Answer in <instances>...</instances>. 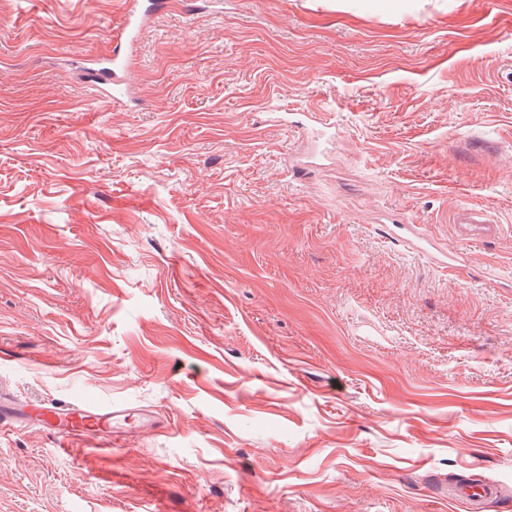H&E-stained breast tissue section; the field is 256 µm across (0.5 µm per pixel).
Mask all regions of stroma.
I'll return each instance as SVG.
<instances>
[{
	"label": "stroma",
	"mask_w": 512,
	"mask_h": 512,
	"mask_svg": "<svg viewBox=\"0 0 512 512\" xmlns=\"http://www.w3.org/2000/svg\"><path fill=\"white\" fill-rule=\"evenodd\" d=\"M0 0V512H512V0ZM500 226L469 246L448 217ZM170 2L164 0H126L120 25L112 35V47L98 57L88 59L84 74L100 98L126 105L131 94L133 62L130 50L138 41L149 18ZM134 417L135 427L148 424L150 415L146 412L133 414L127 409L89 399L57 405L53 403H17L0 400V426L13 425L21 419L34 421L43 432L62 440L85 439L106 434L112 436L120 422L128 429Z\"/></svg>",
	"instance_id": "1"
}]
</instances>
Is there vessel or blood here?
<instances>
[{
  "label": "vessel or blood",
  "mask_w": 512,
  "mask_h": 512,
  "mask_svg": "<svg viewBox=\"0 0 512 512\" xmlns=\"http://www.w3.org/2000/svg\"><path fill=\"white\" fill-rule=\"evenodd\" d=\"M165 6V0H125L111 48L104 55L88 59L84 66L85 78L100 98L116 105L127 104L132 87L130 50L148 19ZM451 222L457 237L467 242L485 241L499 232L498 224L489 213L468 205L457 206L451 214ZM22 419L33 421L42 431L66 441L112 434L119 423L134 421L143 426L149 423L150 416L89 399L64 405L0 400L1 427Z\"/></svg>",
  "instance_id": "vessel-or-blood-1"
}]
</instances>
